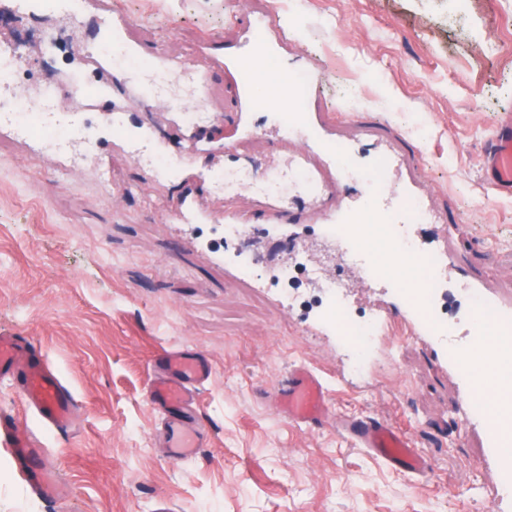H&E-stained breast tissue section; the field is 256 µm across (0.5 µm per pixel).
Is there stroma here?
Listing matches in <instances>:
<instances>
[{"mask_svg": "<svg viewBox=\"0 0 512 512\" xmlns=\"http://www.w3.org/2000/svg\"><path fill=\"white\" fill-rule=\"evenodd\" d=\"M112 3L126 20L123 44L136 49L112 83L128 127L82 115L98 128L111 185L79 150L68 173L48 164L69 141L68 124L34 130L19 118L17 135L0 134V332L25 338L83 403L74 431L48 432L0 382V412L42 439L68 490L58 501L32 496L0 447V512H151L160 498L177 512H492L479 442L459 432L456 386L423 345L390 329L357 384L338 381L343 349L306 332L278 292L257 286L289 262L288 243L255 236L251 247L266 259L246 280L228 279L223 261L208 258L225 207L257 213L265 183L296 186L286 157L303 140L278 142L277 112L255 113L260 133L243 142L260 169L225 171L200 196L216 222L172 223L196 177L168 165L184 144L163 102L189 98L194 83L178 65L208 64L206 42L234 50L232 0ZM238 9L270 16L277 64L320 75L304 93L339 138L383 141L407 158L394 181L426 188L456 221L452 246L466 272L511 296L512 197L497 196L480 167L494 122L512 107V0H243ZM43 23L59 29V49L36 77L78 70L75 40L103 45L93 19L77 28L45 13L32 21ZM147 45L175 70L155 73ZM140 83L155 84L158 101L137 97ZM199 111V136L222 143L240 114L225 67L210 66ZM182 347L205 354L213 372L197 411L204 445L175 461L159 445L161 416L144 389L158 350ZM294 363L326 379L337 411L404 429L429 475L401 474L333 426L309 429L278 413L269 385Z\"/></svg>", "mask_w": 512, "mask_h": 512, "instance_id": "stroma-1", "label": "stroma"}]
</instances>
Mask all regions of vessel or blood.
<instances>
[{
	"instance_id": "1",
	"label": "vessel or blood",
	"mask_w": 512,
	"mask_h": 512,
	"mask_svg": "<svg viewBox=\"0 0 512 512\" xmlns=\"http://www.w3.org/2000/svg\"><path fill=\"white\" fill-rule=\"evenodd\" d=\"M271 23L260 18H246V40L242 47L226 54L225 67L235 71L241 106L238 140L225 141V160L239 162V139L253 137L256 129L254 111L274 109L285 119L277 130L280 139L295 136L298 128L308 130L302 150L289 156L290 171L303 183V196L278 192L269 195V209L264 215L268 232L284 233L303 214L313 220L319 236L342 244L344 251H360L368 217L389 224L392 238L410 234L417 238V250L435 261L431 284L417 283L409 288L396 286V257L370 262L373 285L380 299L372 314V333L381 335L401 316L415 339L427 343L438 367L456 382L461 399L458 407L460 425L478 437L481 463L495 475L493 508L512 512V377L501 369L512 366V299L487 289L482 281L464 277L463 296L469 332L457 335L445 312L454 294L448 277L460 268L458 256L445 240L441 216L430 209L426 197L406 184L405 197L414 199L422 213L421 224H411L405 211L389 209L374 189H367L361 205L337 204L322 210L319 201L340 187L349 167L357 160L353 145L337 144L328 133L323 118L307 113L303 103L285 96L258 97L255 94L254 63L273 57L269 33ZM487 184L497 194L512 197V112L504 111L493 130L482 159ZM211 216L198 210L192 198H184L173 220L177 223H205ZM301 324L307 331L325 336H342L343 327L335 299H328L321 310H308ZM212 366L200 352L185 348H167L155 357L146 386V398L163 419V444L170 458L183 460L196 454L203 433L195 421L197 396L208 382ZM16 379L15 390L28 410L44 428H69L76 413V400L60 376L43 356L27 349L15 336L0 335V380ZM273 405L288 420L313 427L322 419L338 416L337 429L354 447L381 458L393 469L409 476L429 472L431 465L416 448L406 432L389 423L359 414L336 415L325 380L309 367L297 364L273 383ZM0 444L11 448L25 475L31 493L53 499L61 486L55 467L40 440L27 436L18 419L0 414Z\"/></svg>"
}]
</instances>
